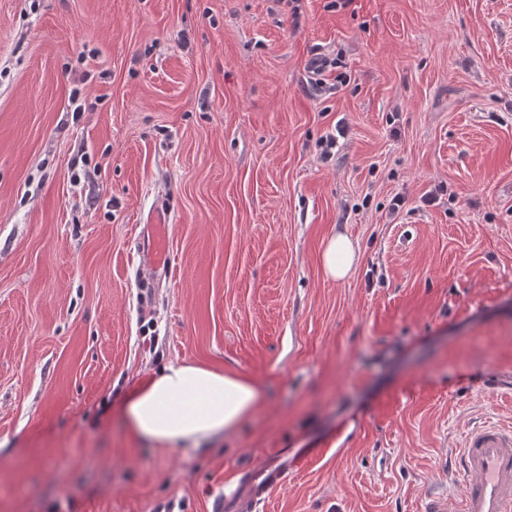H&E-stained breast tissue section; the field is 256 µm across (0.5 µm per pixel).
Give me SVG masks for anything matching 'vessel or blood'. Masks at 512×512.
Listing matches in <instances>:
<instances>
[{"label":"vessel or blood","mask_w":512,"mask_h":512,"mask_svg":"<svg viewBox=\"0 0 512 512\" xmlns=\"http://www.w3.org/2000/svg\"><path fill=\"white\" fill-rule=\"evenodd\" d=\"M298 456L250 472L239 512H256L301 464ZM461 492L456 512H512V426L487 424L469 431L459 453Z\"/></svg>","instance_id":"b4317fda"}]
</instances>
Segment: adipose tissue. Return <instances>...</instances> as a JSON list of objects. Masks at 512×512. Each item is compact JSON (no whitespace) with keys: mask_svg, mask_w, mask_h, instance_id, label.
Returning a JSON list of instances; mask_svg holds the SVG:
<instances>
[{"mask_svg":"<svg viewBox=\"0 0 512 512\" xmlns=\"http://www.w3.org/2000/svg\"><path fill=\"white\" fill-rule=\"evenodd\" d=\"M326 274L344 279L355 261L345 235L330 237L321 252ZM260 383L188 362H172L125 401L123 421L138 439L181 450L235 430L266 400Z\"/></svg>","mask_w":512,"mask_h":512,"instance_id":"1","label":"adipose tissue"}]
</instances>
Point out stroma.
Masks as SVG:
<instances>
[{"instance_id":"stroma-1","label":"stroma","mask_w":512,"mask_h":512,"mask_svg":"<svg viewBox=\"0 0 512 512\" xmlns=\"http://www.w3.org/2000/svg\"><path fill=\"white\" fill-rule=\"evenodd\" d=\"M175 360L267 401L142 442ZM509 422L512 0H0V512L451 510ZM355 246L345 235L336 234L324 244L321 261L325 273L336 280L344 279L355 261ZM307 456H292L288 459V453L279 465L265 466L249 473L246 484L249 493L243 496L237 505L240 512H253L264 502L268 495L275 489L281 487L290 473L299 464L306 461Z\"/></svg>"}]
</instances>
